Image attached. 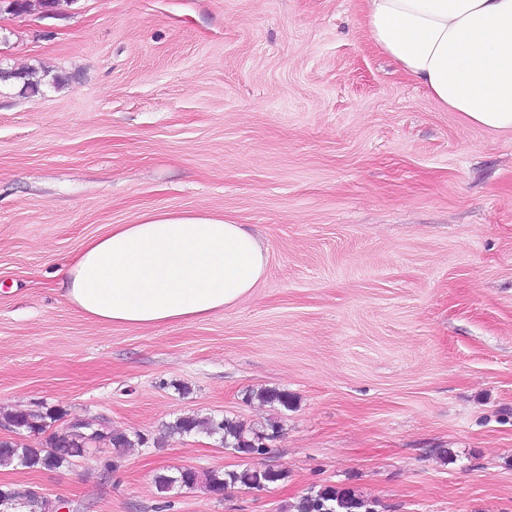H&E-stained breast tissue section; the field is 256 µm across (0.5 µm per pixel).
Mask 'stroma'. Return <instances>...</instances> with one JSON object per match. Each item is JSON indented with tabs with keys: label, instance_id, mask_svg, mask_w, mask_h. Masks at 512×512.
I'll return each mask as SVG.
<instances>
[{
	"label": "stroma",
	"instance_id": "obj_1",
	"mask_svg": "<svg viewBox=\"0 0 512 512\" xmlns=\"http://www.w3.org/2000/svg\"><path fill=\"white\" fill-rule=\"evenodd\" d=\"M0 66L64 79L0 84V411L147 439L0 485L79 512H283L325 485L377 512H512L511 133L430 101L357 0H62L0 13ZM200 208L266 243L249 298L142 328L66 301L108 225ZM190 414L281 432L244 460L167 434ZM247 466L286 478L156 489ZM286 474L281 470L271 468H245L243 470H211L203 475L193 468H182L175 476L159 475L155 484L158 492L166 493L174 485L187 489L203 487L212 495L224 494L228 487L241 485L250 489L263 490L269 485L285 479Z\"/></svg>",
	"mask_w": 512,
	"mask_h": 512
}]
</instances>
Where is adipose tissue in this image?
<instances>
[{
    "label": "adipose tissue",
    "instance_id": "obj_1",
    "mask_svg": "<svg viewBox=\"0 0 512 512\" xmlns=\"http://www.w3.org/2000/svg\"><path fill=\"white\" fill-rule=\"evenodd\" d=\"M370 38L443 109L512 133V0H360ZM268 248L202 210L144 213L86 241L66 265L67 300L129 327L203 320L256 288Z\"/></svg>",
    "mask_w": 512,
    "mask_h": 512
}]
</instances>
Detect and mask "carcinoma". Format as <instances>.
Segmentation results:
<instances>
[{
	"label": "carcinoma",
	"instance_id": "obj_1",
	"mask_svg": "<svg viewBox=\"0 0 512 512\" xmlns=\"http://www.w3.org/2000/svg\"><path fill=\"white\" fill-rule=\"evenodd\" d=\"M58 0H0V13L19 14L36 7L50 12L56 8ZM14 79L22 83V90L36 94L40 89V80L34 68L7 72L4 80ZM257 397L269 404H279L285 408L291 405L288 392L279 389H263ZM61 417L59 411H16L0 416V428L19 433L26 431L34 435L46 432L50 423ZM170 435L204 433L220 436L225 450L240 455H265L269 452L268 441L278 433L277 426L270 425V432L248 429L234 418L224 416L199 417L183 415L166 426ZM135 443L144 444L146 439L136 434L131 436L123 431H114L107 425H95L85 431V435L67 437L59 432L50 434L44 443L32 446L12 438L0 440V467L20 465L28 469H60L73 464L76 458L83 456L90 448L101 444L114 448H125ZM281 470L271 468H245L243 470H211L204 474L193 468H182L174 476L159 475L155 484L158 492L166 493L174 485L187 489L204 488L212 495H218L225 489L241 485L250 489L263 490L285 479ZM0 512H52V506L41 494L26 491L18 494L17 489L0 486ZM286 512H376L374 502L349 488L325 485L316 491L301 496L286 506Z\"/></svg>",
	"mask_w": 512,
	"mask_h": 512
}]
</instances>
